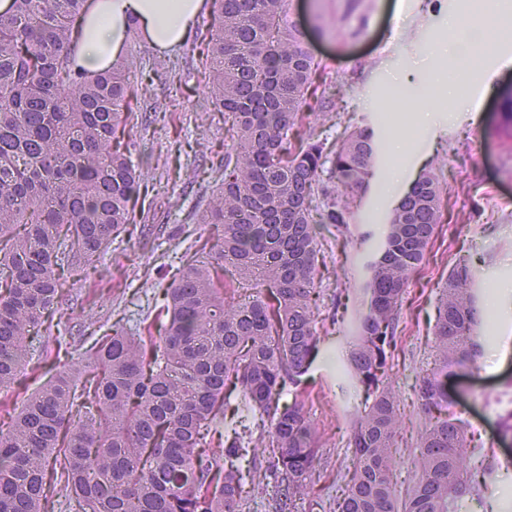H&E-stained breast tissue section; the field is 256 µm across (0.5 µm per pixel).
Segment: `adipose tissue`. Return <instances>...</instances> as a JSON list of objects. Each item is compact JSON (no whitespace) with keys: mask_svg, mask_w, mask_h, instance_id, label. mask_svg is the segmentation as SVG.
Returning a JSON list of instances; mask_svg holds the SVG:
<instances>
[{"mask_svg":"<svg viewBox=\"0 0 512 512\" xmlns=\"http://www.w3.org/2000/svg\"><path fill=\"white\" fill-rule=\"evenodd\" d=\"M207 6L208 0H87L73 63L91 74L118 67L135 30L158 49L182 46Z\"/></svg>","mask_w":512,"mask_h":512,"instance_id":"adipose-tissue-1","label":"adipose tissue"}]
</instances>
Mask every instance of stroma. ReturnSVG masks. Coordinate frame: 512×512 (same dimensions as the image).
I'll return each instance as SVG.
<instances>
[{
  "label": "stroma",
  "instance_id": "stroma-1",
  "mask_svg": "<svg viewBox=\"0 0 512 512\" xmlns=\"http://www.w3.org/2000/svg\"><path fill=\"white\" fill-rule=\"evenodd\" d=\"M500 5L501 0H290L289 17L307 27L309 49L321 65L318 83L339 114L328 121L314 112L309 127L329 152L348 129L369 126L378 135L374 176L358 198L352 243H343L331 227L320 236L319 315L327 317L343 298L350 318L323 334L300 383L308 393L305 409L321 436L322 459L308 478L322 498L321 512H331L352 472L348 439L362 402L345 381L346 354L352 320L366 305L368 263L392 208L425 171L440 177L443 216L429 261L411 280L399 318L391 378L402 427L393 480L402 492L415 482L412 451L424 424L415 387L419 375L434 366L437 305L459 263L472 271L481 349L472 367L449 376L448 389L470 436L499 459H512V437L498 435L501 415L512 408V316L497 312L512 305L500 292L501 285L512 283V121L505 115L512 68L497 63L499 56L512 57V38L498 37L494 54L470 68L460 67L458 50L438 51L448 41L449 20L497 17ZM124 53L139 59L154 79L150 94L128 116L133 159L148 186L144 214L113 238L95 276L65 271L68 292L47 314L24 365L31 392L48 380V368L59 371L81 358L113 321L122 320L135 332L155 318L153 294L172 281L175 256H193L219 235L199 218L221 183L220 167L234 132L212 103L205 43L195 37L162 52L135 35ZM438 72L451 79L458 101L439 108L429 130L419 114L434 94ZM399 90L406 96L402 106L393 101ZM61 323L71 355L56 361L54 338ZM458 512H512V472H503L484 498L462 499Z\"/></svg>",
  "mask_w": 512,
  "mask_h": 512
}]
</instances>
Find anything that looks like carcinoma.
Returning a JSON list of instances; mask_svg holds the SVG:
<instances>
[{"label":"carcinoma","mask_w":512,"mask_h":512,"mask_svg":"<svg viewBox=\"0 0 512 512\" xmlns=\"http://www.w3.org/2000/svg\"><path fill=\"white\" fill-rule=\"evenodd\" d=\"M86 0H15L0 15V393L15 384L42 318L65 294L63 259L89 266L133 222L141 173L121 143L140 89L132 65L87 75L72 63L73 25ZM208 37L213 103L232 119L224 180L205 224H220V248L188 260L156 297L168 320L158 336H132L117 321L87 356L89 386L63 370L0 426V512H45L55 496L77 512H240L243 487L275 512H313L307 479L319 431L285 391L318 351L315 319L319 230L350 225L373 176L374 131L352 130L327 158L323 142L288 146L319 64L306 33L288 20V0H215ZM330 175L323 178L325 165ZM443 189L421 173L391 210L368 264L367 308L358 318L350 374L370 400L350 438L355 470L334 512H457L488 492L501 463L472 444L448 411V368L479 350L472 274L448 277L435 325L439 368L415 391L426 420L415 448L417 477L403 497L390 472L401 426L390 381L403 298L427 262ZM233 268L253 294L214 275ZM232 385L240 402L227 411ZM266 458L267 466L243 462ZM487 460L481 477L471 460Z\"/></svg>","instance_id":"carcinoma-1"}]
</instances>
